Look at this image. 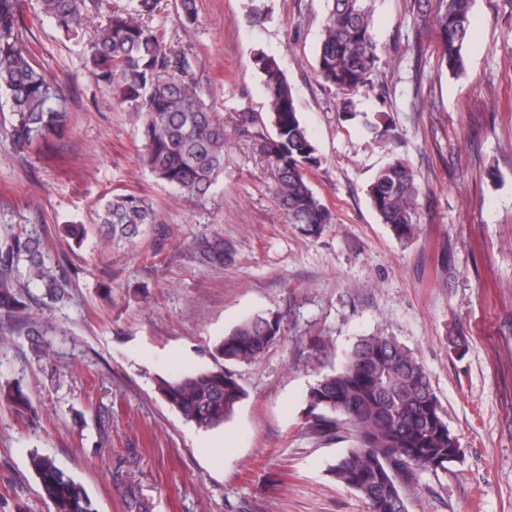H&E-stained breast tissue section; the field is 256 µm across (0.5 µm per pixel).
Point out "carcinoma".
<instances>
[{
  "instance_id": "cac0c4a2",
  "label": "carcinoma",
  "mask_w": 512,
  "mask_h": 512,
  "mask_svg": "<svg viewBox=\"0 0 512 512\" xmlns=\"http://www.w3.org/2000/svg\"><path fill=\"white\" fill-rule=\"evenodd\" d=\"M324 19L317 72L325 84L357 92L370 83L379 59L373 36L371 0H329ZM156 0H131L130 9L108 17L89 34V70L106 85L118 84L121 101L141 121L144 162L159 181L192 197L203 198L224 174V120L188 80L187 52L168 47L146 24ZM472 0H438L433 17L441 62L459 74ZM180 21L196 23L195 0H179ZM43 15L66 38L83 34L87 0H41ZM19 0H0V95L9 103V135L19 153L67 125L63 95L36 65L22 39ZM263 74L267 118L242 110L237 121L261 142L275 164L273 194L290 224L315 233L333 221L329 209L310 189L306 173L321 165L318 149L297 112L292 88L275 58L255 59ZM271 126L274 135L265 134ZM419 187L414 171L395 159L380 169L368 195L382 223L401 240L413 238ZM104 236L130 241L148 224L160 223L146 199L117 194L101 209ZM193 257L224 265V239L201 235ZM26 263L24 278L16 271ZM41 290L52 303L66 295L70 281L52 266L41 238H13L0 249V315L14 318ZM280 320L257 315L240 324L215 347L230 363L257 361L280 334ZM158 394L201 428L220 426L245 398L244 388L224 366L203 367L157 381ZM308 429L332 440L345 433L352 444L332 468L336 480L364 497L371 512H408L401 487L418 480L430 465L445 470L448 449L461 454L435 395L429 374L418 359L393 337L377 333L360 338L341 363L309 391ZM0 402L22 415L30 399L19 386H0ZM30 467L52 512H97L84 486L34 451Z\"/></svg>"
}]
</instances>
